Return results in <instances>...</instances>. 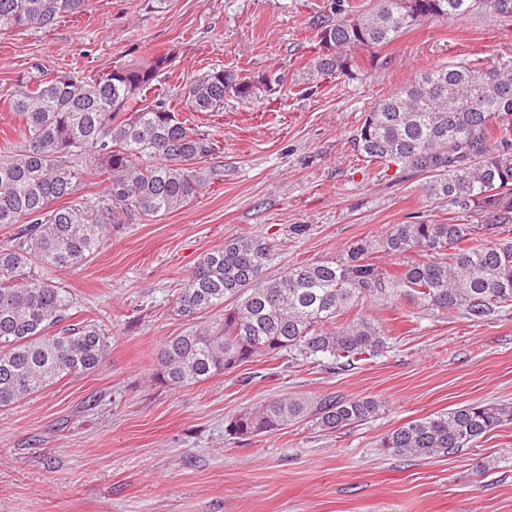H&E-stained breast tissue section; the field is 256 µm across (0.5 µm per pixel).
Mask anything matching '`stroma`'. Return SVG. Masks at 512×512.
<instances>
[{
  "instance_id": "stroma-1",
  "label": "stroma",
  "mask_w": 512,
  "mask_h": 512,
  "mask_svg": "<svg viewBox=\"0 0 512 512\" xmlns=\"http://www.w3.org/2000/svg\"><path fill=\"white\" fill-rule=\"evenodd\" d=\"M371 0H90L46 28L0 31V128L16 79L42 67L94 75L167 52L159 91L217 140L200 165L208 191L140 224L114 227L99 252L58 279L81 317L110 341L93 373L63 378L0 408V512H512V424L448 456L401 458L382 439L401 424L458 406L512 404V308L476 325L408 303L366 299L356 314L383 321L378 355L333 372L282 354L173 389L157 353L188 329L173 290L200 256L242 234L265 237L274 277L339 257L394 224H474L489 242L512 224L426 195L423 176L365 161L353 135L365 112L442 64L512 67V16L428 20L360 51L351 74L308 88L304 67L320 21ZM279 76L253 104L187 105L195 80L219 69ZM374 398L380 413L335 432L311 422L231 437V418L287 393ZM490 462L480 472V462Z\"/></svg>"
}]
</instances>
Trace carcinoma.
Masks as SVG:
<instances>
[{"mask_svg":"<svg viewBox=\"0 0 512 512\" xmlns=\"http://www.w3.org/2000/svg\"><path fill=\"white\" fill-rule=\"evenodd\" d=\"M89 0H0V31L44 28L87 12ZM476 12L511 15L512 0H375L372 8L319 27L305 71L310 84L350 73L355 53L384 46L429 19ZM170 55L155 54L93 76L42 70L16 80V138L0 146V224L18 229L0 243V407L54 382L96 371L109 341L93 319L74 321L68 288L49 277L87 262L115 224H139L196 199L214 174L196 167L214 139L157 92ZM270 81L224 69L197 80V112L224 107L231 94L252 103ZM152 100H147L148 94ZM370 162L426 176L428 196L473 210L487 226L512 223V68L459 63L421 73L365 113L354 138ZM89 176L104 191L71 205ZM473 224H393L351 243L338 259L297 263L261 278L265 240L239 235L199 258L177 289L174 310L220 318L170 337L158 352L157 380L181 388L257 357L296 353L346 371L386 347L387 329L368 318L341 320L364 298L453 314L475 325L512 306V238L480 243ZM397 259L391 269L374 254ZM370 398L289 395L237 415L231 435L254 437L311 421L324 431L375 417ZM512 423V406L470 403L411 420L384 437L397 457L446 456Z\"/></svg>","mask_w":512,"mask_h":512,"instance_id":"carcinoma-1","label":"carcinoma"}]
</instances>
